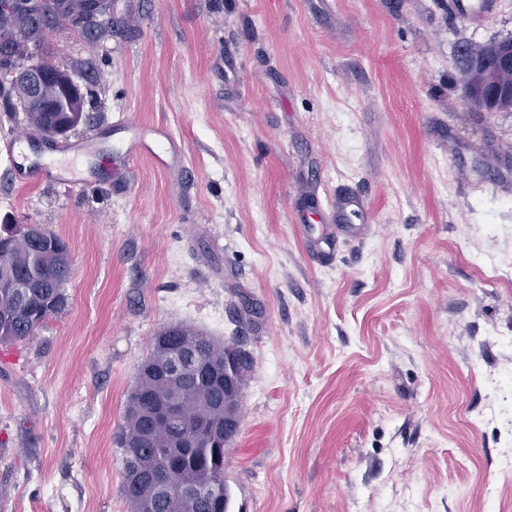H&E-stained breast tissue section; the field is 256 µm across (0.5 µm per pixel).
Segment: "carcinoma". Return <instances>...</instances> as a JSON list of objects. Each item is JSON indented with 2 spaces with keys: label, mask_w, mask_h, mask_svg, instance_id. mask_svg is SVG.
<instances>
[{
  "label": "carcinoma",
  "mask_w": 512,
  "mask_h": 512,
  "mask_svg": "<svg viewBox=\"0 0 512 512\" xmlns=\"http://www.w3.org/2000/svg\"><path fill=\"white\" fill-rule=\"evenodd\" d=\"M81 2L71 0L72 8L62 14L61 22L47 30L61 27L64 21L84 25ZM43 48L42 42H13L14 54L24 60L34 58L35 52ZM10 88L16 96L15 108L25 112L29 126L35 130H52L68 118L70 91L63 82L49 81L41 86L40 97L55 108L53 112L24 105L21 90L13 84ZM54 240L66 245L60 236L44 233L36 226L0 227V342L34 336L48 316L65 306L69 263L50 245ZM158 335L169 337L175 347L214 366L215 372H189L177 386L170 384L163 370L143 372L136 379L125 405L121 436L133 444L123 457L125 495L134 505L150 488L134 479L132 470L140 469L148 478L171 488V492L154 499L153 512H226L224 488L214 491L207 487L210 479L224 482V344L184 325L169 326ZM172 395L182 402L186 425L207 421L217 432L202 436L189 432L194 447H173V426L151 425L152 408Z\"/></svg>",
  "instance_id": "1"
}]
</instances>
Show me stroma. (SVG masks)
Here are the masks:
<instances>
[{"label":"stroma","mask_w":512,"mask_h":512,"mask_svg":"<svg viewBox=\"0 0 512 512\" xmlns=\"http://www.w3.org/2000/svg\"><path fill=\"white\" fill-rule=\"evenodd\" d=\"M453 2L110 0L101 34H47L98 171L16 183L0 104V224L71 259L65 307L0 343V512H131L124 408L173 324L248 357L235 512H512L505 427L473 423L512 371V270L481 267L512 256V112L467 105L458 63L512 37V0ZM122 120L181 162L128 160ZM456 11L459 16L471 23H482L494 10L497 1L494 0H455Z\"/></svg>","instance_id":"1"}]
</instances>
